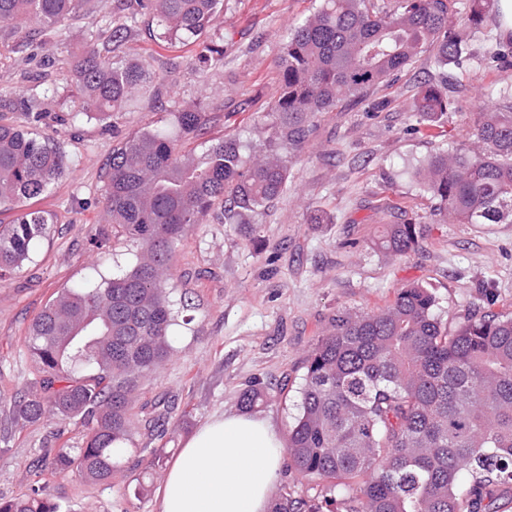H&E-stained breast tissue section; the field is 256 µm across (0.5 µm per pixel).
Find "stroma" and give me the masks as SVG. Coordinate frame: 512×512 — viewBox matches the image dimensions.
I'll return each mask as SVG.
<instances>
[{
  "mask_svg": "<svg viewBox=\"0 0 512 512\" xmlns=\"http://www.w3.org/2000/svg\"><path fill=\"white\" fill-rule=\"evenodd\" d=\"M93 5L101 54L140 62L150 81L141 101L107 123L70 121L68 105L56 102L37 126L60 143L69 169L41 203L54 216L47 237L22 269L0 282V498L40 478L49 497L71 512H159L158 493L185 441L213 416L241 414L238 397L253 382L269 391L252 416L270 420L287 439L307 359L342 312L378 311L397 289L417 282L435 294L437 312L451 327L476 308L512 313V224H460L435 216L432 200L410 174L438 146L452 154L474 149L476 123L504 106L497 92L512 88V62L490 64L484 55L492 45L507 49L512 42L501 38L491 10L480 29L467 32L473 58L441 67L432 53L421 52L385 84L320 114L287 189L253 213L250 223L199 224L184 235L175 250L172 298L191 299L193 321L176 327L171 358L144 383L140 397L148 405L168 399L164 426L151 437L136 429L135 450L111 485L72 473L35 477L36 458L54 448L81 447L86 429L63 428L52 419L13 425L4 409L38 378L23 343L30 321L61 289L99 281L132 259L131 243L103 250L90 244L105 228L113 146L193 105L208 112L211 135L234 133L252 146L271 139L280 45L321 0H224L220 28L211 34L224 45V63L208 72L193 68L189 48L157 46L149 17L138 15L136 6L119 12L113 0ZM86 23L77 14L33 39L0 25V88L41 95L66 74ZM128 23L131 37L110 41L111 29ZM428 83L446 84L451 101L429 128L413 115ZM401 218L423 225L424 237L408 255H385L374 239L382 225ZM156 455L163 464L154 468ZM144 474L152 490L138 498L134 480Z\"/></svg>",
  "mask_w": 512,
  "mask_h": 512,
  "instance_id": "obj_1",
  "label": "stroma"
}]
</instances>
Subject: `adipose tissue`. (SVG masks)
<instances>
[{"instance_id": "obj_1", "label": "adipose tissue", "mask_w": 512, "mask_h": 512, "mask_svg": "<svg viewBox=\"0 0 512 512\" xmlns=\"http://www.w3.org/2000/svg\"><path fill=\"white\" fill-rule=\"evenodd\" d=\"M284 456L265 419L220 416L188 438L160 490V512H268Z\"/></svg>"}]
</instances>
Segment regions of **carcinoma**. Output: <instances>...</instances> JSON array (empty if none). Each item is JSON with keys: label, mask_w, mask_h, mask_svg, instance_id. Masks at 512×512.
Wrapping results in <instances>:
<instances>
[{"label": "carcinoma", "mask_w": 512, "mask_h": 512, "mask_svg": "<svg viewBox=\"0 0 512 512\" xmlns=\"http://www.w3.org/2000/svg\"><path fill=\"white\" fill-rule=\"evenodd\" d=\"M492 0H470L465 24L479 28ZM369 0H323L291 30L278 58V93L270 112L274 142L247 147L236 135L209 136L208 116L195 106L171 113L169 125L142 130L112 148L104 223L112 237L137 246L121 273L58 292L23 336L39 385L8 404L12 419L46 418L87 429L80 448H58L50 474L76 473L112 483L132 443L137 392L168 361L174 327L192 323L169 299L175 244L197 224H247L276 200L321 112L345 97L386 82L424 49L443 65L471 56L453 17L452 0H396L374 10ZM88 0H0L1 24L42 33L88 12ZM156 21L160 47H195L207 68L224 46L207 39L224 0H137ZM84 50L71 74L43 99L0 93V110L40 121L45 100L78 101L69 120L104 121L131 105L146 81L143 66L101 55L97 22L83 31ZM451 102L425 85L414 116L433 123ZM488 112L474 128V153L439 149L413 169L437 211L461 224L512 223V103ZM202 139L199 154L183 151ZM66 155L55 139L29 126L0 124V280L29 260L52 214L39 207L65 177ZM419 224L387 225L376 246L414 251ZM429 288L397 289L377 313L337 317L311 353L298 414L285 449L287 467L316 483L310 497L288 489L271 512H499L512 500V313L473 309L454 329L435 311ZM260 384L239 396L252 409ZM0 512H63L45 487L0 498Z\"/></svg>", "instance_id": "obj_1"}]
</instances>
